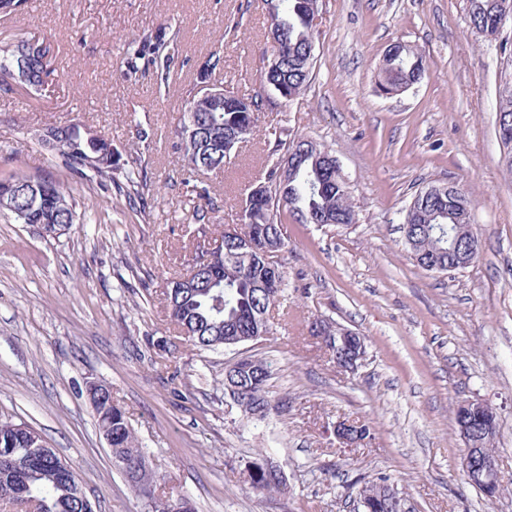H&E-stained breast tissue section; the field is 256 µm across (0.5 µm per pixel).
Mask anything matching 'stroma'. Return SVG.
Wrapping results in <instances>:
<instances>
[{
	"label": "stroma",
	"instance_id": "35a3bbf8",
	"mask_svg": "<svg viewBox=\"0 0 512 512\" xmlns=\"http://www.w3.org/2000/svg\"><path fill=\"white\" fill-rule=\"evenodd\" d=\"M264 0H28L0 22V40L50 37L60 79L33 99L0 81V178H61L47 125L75 118L112 140L115 158H142L149 189L136 205L113 193L92 224L55 238L0 220V417L36 428L76 470L95 512H147L132 492L84 396L112 388L149 469L197 512H355L360 477L390 476L416 512H512V169L495 132L500 85L512 77V20L498 39L473 30L466 0H320L315 68L293 100L275 98L256 134L224 170L203 175L214 208L195 223L174 145L185 93L209 53L224 52V87H259ZM178 31L169 85L153 65L126 63L148 31ZM422 54L406 92L377 87L390 45ZM309 138L335 156L356 220L288 223L287 272L271 329L240 351H200L179 341L163 288L196 248L238 224L241 203L263 182L277 142ZM453 183L471 201L480 253L448 273L420 268L401 226L413 196ZM328 319L366 338L355 372L338 369L310 328ZM266 361V415L244 412L224 388L240 354ZM495 408L501 492L487 498L459 467L457 402ZM363 421L371 436L341 443L337 422ZM273 461L284 494L253 492L246 469Z\"/></svg>",
	"mask_w": 512,
	"mask_h": 512
}]
</instances>
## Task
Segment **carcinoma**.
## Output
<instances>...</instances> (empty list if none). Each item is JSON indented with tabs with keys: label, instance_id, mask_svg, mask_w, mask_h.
Here are the masks:
<instances>
[{
	"label": "carcinoma",
	"instance_id": "obj_1",
	"mask_svg": "<svg viewBox=\"0 0 512 512\" xmlns=\"http://www.w3.org/2000/svg\"><path fill=\"white\" fill-rule=\"evenodd\" d=\"M268 13L284 28L280 43L281 61L278 72L270 74L260 68L259 90L250 99L257 106L264 103L266 88L281 84L288 88V99L299 96L310 84L314 65L315 24L312 16L318 9V0H265ZM504 0H467L468 14L472 27L485 37L500 34L503 29L502 16ZM175 34L158 28L143 35L133 49L127 64L130 72H137V60L147 56L152 63L163 62L160 81L168 83L170 65L175 59L172 49ZM54 49L49 38L42 40L15 37L0 42V76L16 88L29 95L42 96L53 85L55 69L52 67ZM382 80L379 87H391L414 73L424 71L423 56L405 49L391 63L382 65ZM499 127L505 129L512 142V82L506 81L499 88ZM195 122L200 141L223 146L224 131L233 128H248L254 133L255 122L232 103L222 112H213L197 97L189 94L184 101L181 125ZM55 130L65 138L58 141L53 150L58 155L61 167L71 176L87 181H96L104 187L114 182L119 167L110 162L97 164L92 158L112 147V140L99 137V143L89 144L80 131V124L70 121L58 125ZM199 141H178L176 149L185 162V173L181 180L184 196L199 200L194 206L193 217L205 221L207 206L212 204L206 188L199 186L197 168L203 165H218L225 157L213 153L199 155ZM283 157H277L265 178L266 196L242 223L244 234L265 235L274 245L270 260L251 259L237 239L220 232L224 242L223 253L215 261L206 260V252L195 256L193 261L199 268L192 278L193 288L180 287L182 276L167 282L164 300L169 317L185 336V341L199 350L217 348V343L232 336H249L255 323L268 326V315L281 298L285 270L279 253L285 247L284 224L293 219L300 224H311L313 218L334 226L351 224L354 221V205L345 182L339 175L323 170L313 157L301 159L298 170L288 179L281 171ZM141 160L133 158L127 162L124 178L133 195H141L148 187L146 176L139 169ZM9 184L19 186L20 193L14 196L15 210H1L0 219L26 223L20 213L31 209L35 224H88L92 220L90 210H80V204L73 188L65 181L39 176L15 173L0 179V188ZM435 189L442 198L426 199L414 209L406 210L404 232L406 244L420 267L433 261L443 265L452 263L450 248L455 238L468 239L473 236L470 216L463 214L469 208L466 195L459 191L448 194V185L439 184ZM277 270L274 286L260 288L258 284L270 274V268ZM260 377L252 385L250 398L252 414H262L268 407L267 382L270 371L265 361L254 358ZM112 392L105 390L100 398L91 402L98 416L100 429H109L112 435V454H121L138 460L134 474L126 476L130 488L138 493L151 495L160 486L159 479L150 472L144 462L138 441L129 426L124 409L107 401ZM15 421L0 419V459L7 458L11 464L9 478L0 479V512H83L84 504L78 497L81 489L76 471L68 470V463L58 455L51 454L38 469L27 466L29 448L12 430ZM250 486L267 494L282 492L283 477L276 471L256 468L250 474Z\"/></svg>",
	"mask_w": 512,
	"mask_h": 512
}]
</instances>
